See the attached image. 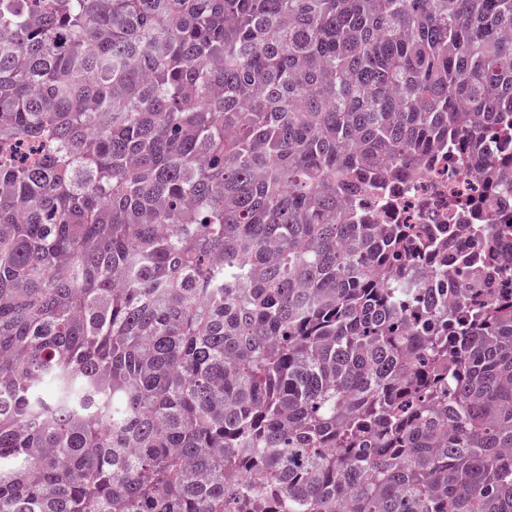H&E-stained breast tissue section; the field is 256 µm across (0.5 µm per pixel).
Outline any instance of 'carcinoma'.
Wrapping results in <instances>:
<instances>
[{
    "instance_id": "carcinoma-1",
    "label": "carcinoma",
    "mask_w": 512,
    "mask_h": 512,
    "mask_svg": "<svg viewBox=\"0 0 512 512\" xmlns=\"http://www.w3.org/2000/svg\"><path fill=\"white\" fill-rule=\"evenodd\" d=\"M493 132L512 0H0V512H512ZM470 174L457 169L448 172L437 165L406 172L395 183V199L402 224H445L448 192L466 193L473 186Z\"/></svg>"
}]
</instances>
